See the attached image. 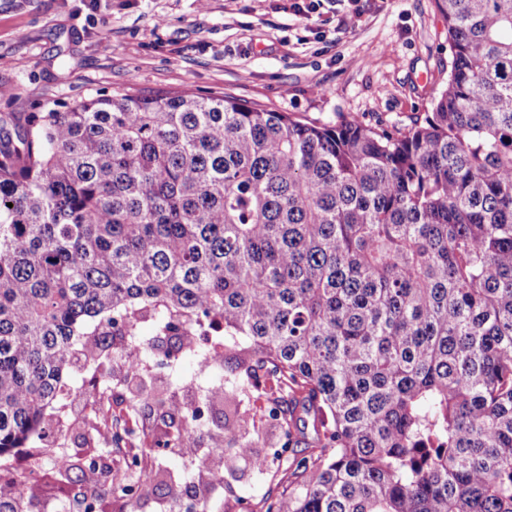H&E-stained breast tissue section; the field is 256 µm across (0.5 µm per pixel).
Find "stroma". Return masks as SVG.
Wrapping results in <instances>:
<instances>
[{
	"label": "stroma",
	"mask_w": 512,
	"mask_h": 512,
	"mask_svg": "<svg viewBox=\"0 0 512 512\" xmlns=\"http://www.w3.org/2000/svg\"><path fill=\"white\" fill-rule=\"evenodd\" d=\"M0 0V114L43 112L99 91L228 93L301 121L410 123L431 111L452 61L435 0H322L302 18L295 0ZM70 397L39 445L84 451L100 447L91 412ZM243 404L255 451L280 445L269 415L282 393L278 378ZM223 485L211 493L216 512H260L267 477L232 455L215 459Z\"/></svg>",
	"instance_id": "obj_1"
}]
</instances>
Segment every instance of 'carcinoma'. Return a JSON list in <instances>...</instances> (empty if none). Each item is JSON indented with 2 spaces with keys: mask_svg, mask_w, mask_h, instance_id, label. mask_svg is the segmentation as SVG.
Segmentation results:
<instances>
[{
  "mask_svg": "<svg viewBox=\"0 0 512 512\" xmlns=\"http://www.w3.org/2000/svg\"><path fill=\"white\" fill-rule=\"evenodd\" d=\"M437 5L448 81L409 125L189 92L0 115V457L34 445L75 350L94 365L118 337L119 373L82 382L100 423L121 393L181 424L139 455L127 427L108 448L29 452L0 512L40 491L112 512L155 481L213 512L196 488L224 480L211 453L187 475L163 463L203 444L263 472L240 381L190 404L148 387L184 358L222 368L186 348L203 322L251 377H278L285 447L310 450L264 512H512V0Z\"/></svg>",
  "mask_w": 512,
  "mask_h": 512,
  "instance_id": "1",
  "label": "carcinoma"
}]
</instances>
